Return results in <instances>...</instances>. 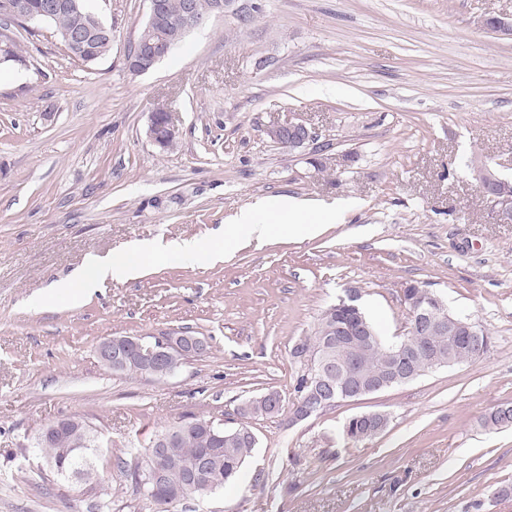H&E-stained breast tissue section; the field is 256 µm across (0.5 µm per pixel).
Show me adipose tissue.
<instances>
[{
    "label": "adipose tissue",
    "mask_w": 512,
    "mask_h": 512,
    "mask_svg": "<svg viewBox=\"0 0 512 512\" xmlns=\"http://www.w3.org/2000/svg\"><path fill=\"white\" fill-rule=\"evenodd\" d=\"M315 205L292 197H283L275 203H257L236 214L223 232L207 240L189 239L169 245L167 257L177 260L218 261L224 256V246L230 241L256 238L268 240L285 234L313 236L321 232V225L312 223L310 216ZM159 252L149 245H136L131 249L112 255L109 260L87 256L73 275L53 283L57 295L72 297L80 301L82 290L91 284L106 279L129 280L140 277L149 258L158 257Z\"/></svg>",
    "instance_id": "adipose-tissue-1"
}]
</instances>
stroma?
<instances>
[{"label":"stroma","instance_id":"obj_1","mask_svg":"<svg viewBox=\"0 0 512 512\" xmlns=\"http://www.w3.org/2000/svg\"><path fill=\"white\" fill-rule=\"evenodd\" d=\"M244 28L214 15L132 72L145 0H93L112 51L93 69L54 28L9 25L25 66L0 65V512H90L76 481L46 476L40 429L77 415L100 445L110 512H153L115 466L168 426L233 429L275 390L294 402L293 346L348 289L381 334L407 332L419 283L493 340L444 367L297 424L252 421L238 478L171 512H512V427L481 418L512 401V224L497 223L476 167L512 178V41L485 17L512 0H260ZM170 112L177 145L148 137ZM301 121L329 144L288 150L269 126ZM336 212L314 237L240 241L223 261H149L127 281L36 306L88 255L205 238L256 201ZM188 332L206 356L170 378L107 370L110 336ZM384 411L373 440L346 421Z\"/></svg>","mask_w":512,"mask_h":512}]
</instances>
